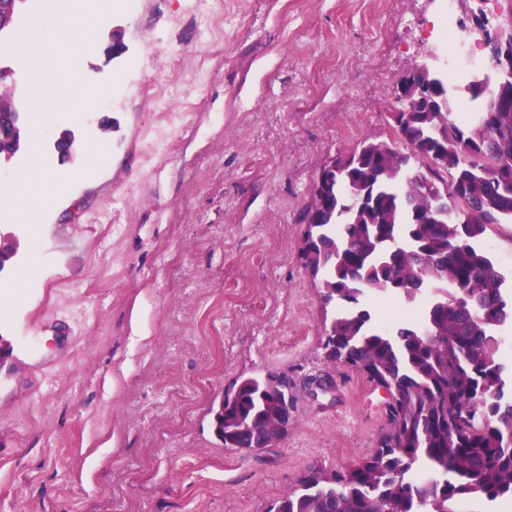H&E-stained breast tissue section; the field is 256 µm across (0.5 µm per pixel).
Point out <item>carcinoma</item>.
<instances>
[{"instance_id": "1", "label": "carcinoma", "mask_w": 512, "mask_h": 512, "mask_svg": "<svg viewBox=\"0 0 512 512\" xmlns=\"http://www.w3.org/2000/svg\"><path fill=\"white\" fill-rule=\"evenodd\" d=\"M489 106L461 123L444 91L433 111L395 127L408 153L367 136L336 158L303 254L324 303L335 304L325 359L386 391V428L348 470L308 468L277 512H458L469 498L512 497V396L493 334L512 320V300L481 245L491 225L512 224V109ZM18 115L0 83L7 148ZM443 194L456 202L445 214ZM370 293L400 296L422 322L375 324ZM222 400L224 447L261 450L288 435L286 376L238 377ZM423 463L434 476L419 481Z\"/></svg>"}]
</instances>
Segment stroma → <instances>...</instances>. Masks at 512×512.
Masks as SVG:
<instances>
[{"label": "stroma", "instance_id": "35a3bbf8", "mask_svg": "<svg viewBox=\"0 0 512 512\" xmlns=\"http://www.w3.org/2000/svg\"><path fill=\"white\" fill-rule=\"evenodd\" d=\"M443 0H36L0 35L24 143L0 171L70 166L58 205L0 221L17 242L0 282V512H271L310 466L343 471L384 430L386 395L328 367L327 310L302 248L311 188L366 136L398 151L389 117L405 72L441 54ZM82 15L94 50L61 78L92 91L39 120L36 21ZM77 156L59 161V128ZM83 233L60 248L53 225ZM294 394L286 437L227 450L210 407L242 375Z\"/></svg>", "mask_w": 512, "mask_h": 512}]
</instances>
